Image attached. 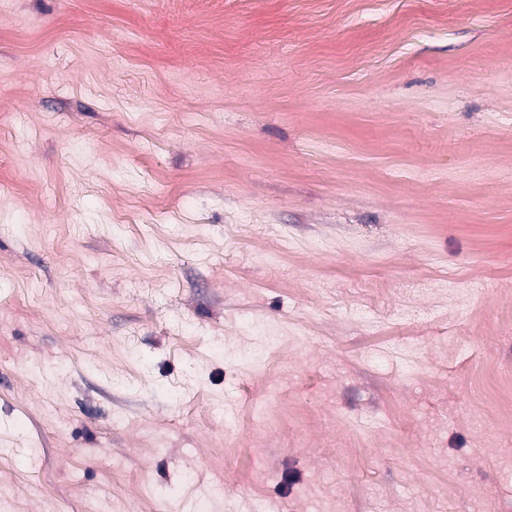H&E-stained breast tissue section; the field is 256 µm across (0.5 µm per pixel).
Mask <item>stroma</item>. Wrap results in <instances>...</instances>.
Wrapping results in <instances>:
<instances>
[{
    "mask_svg": "<svg viewBox=\"0 0 512 512\" xmlns=\"http://www.w3.org/2000/svg\"><path fill=\"white\" fill-rule=\"evenodd\" d=\"M0 12V512H512V0Z\"/></svg>",
    "mask_w": 512,
    "mask_h": 512,
    "instance_id": "obj_1",
    "label": "stroma"
}]
</instances>
